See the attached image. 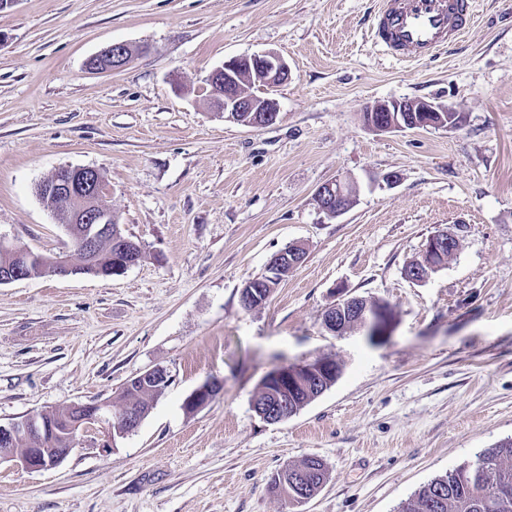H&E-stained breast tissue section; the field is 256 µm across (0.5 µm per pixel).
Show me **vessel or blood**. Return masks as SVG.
<instances>
[{"label":"vessel or blood","instance_id":"obj_1","mask_svg":"<svg viewBox=\"0 0 512 512\" xmlns=\"http://www.w3.org/2000/svg\"><path fill=\"white\" fill-rule=\"evenodd\" d=\"M475 21L473 0H378L370 34L399 61L433 57Z\"/></svg>","mask_w":512,"mask_h":512}]
</instances>
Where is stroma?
<instances>
[{
	"label": "stroma",
	"mask_w": 512,
	"mask_h": 512,
	"mask_svg": "<svg viewBox=\"0 0 512 512\" xmlns=\"http://www.w3.org/2000/svg\"><path fill=\"white\" fill-rule=\"evenodd\" d=\"M377 0H16L0 10V239L66 253L38 184L97 168L141 261L112 277L0 285V423L115 399L164 367L168 386L110 455L0 464V512H397L434 477L512 437V0H477L465 37L404 63L371 41ZM127 44L122 69L87 57ZM278 53L291 77L269 126L217 112L224 60ZM460 108L457 127L374 132L386 100ZM394 173L395 185L382 176ZM354 183L330 219L325 182ZM439 231L457 252L422 282L405 275ZM305 262L246 310L270 257ZM380 300L385 343L327 329L338 296ZM334 359L336 382L295 415L262 419L263 378ZM220 392L194 412L186 397ZM315 457L329 478L294 505L272 490Z\"/></svg>",
	"instance_id": "35a3bbf8"
}]
</instances>
